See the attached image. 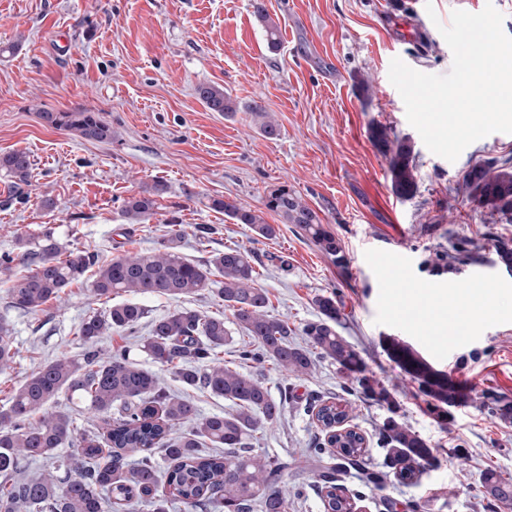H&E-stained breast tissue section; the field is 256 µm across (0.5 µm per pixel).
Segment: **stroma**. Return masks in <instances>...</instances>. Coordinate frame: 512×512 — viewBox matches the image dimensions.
I'll return each instance as SVG.
<instances>
[{
  "label": "stroma",
  "instance_id": "35a3bbf8",
  "mask_svg": "<svg viewBox=\"0 0 512 512\" xmlns=\"http://www.w3.org/2000/svg\"><path fill=\"white\" fill-rule=\"evenodd\" d=\"M493 3L512 37V0H267L280 28L270 50L251 0H0V153L27 152L29 184L14 187L0 172V254L51 227L70 246L99 260L152 251L172 225L183 235L179 251L207 264L224 247L256 257L259 283L272 317L295 328L315 319V296L335 294L338 328L360 352L367 373L403 382L397 417L431 444L438 463L417 481L388 479L364 488L355 471L340 486L357 496L360 512H512L481 483L486 469L512 474V424L481 406V396L512 401V272L499 263L483 217L462 184L473 165L512 157V135L494 133L470 144L456 161L431 153L408 123L388 78L401 58L429 74H447L453 55L439 27L452 11L477 13ZM421 26L424 40L397 36L387 14ZM223 87L238 104L227 117L195 95L198 84ZM261 104L280 125L266 138L249 112ZM89 109L112 126V140L97 143L50 128L41 111ZM390 127L414 144L418 193L397 197L388 163L373 146L371 124ZM163 182L167 191L152 216L129 223L123 202L142 187ZM285 184L340 238L349 264L341 269L298 228L282 223L274 238L257 237L244 224L210 208L220 197L261 208L267 190ZM459 239L480 242L475 262L443 273L427 260ZM9 280L0 273V317L14 328L16 356L0 374V406L10 390L60 355L83 359L92 344L76 331L105 303L77 282L42 311L9 304ZM496 288V310L464 332L448 333L432 301L474 298ZM151 321L176 308L224 314L211 290L174 298L141 295ZM398 338L470 394L438 422L416 382L403 380L382 341ZM272 398H285L277 425L258 430L253 445L289 463L288 512H324L306 456L324 434L307 401L338 396L345 377L317 358L309 375L262 370ZM354 422L364 434L367 465L384 471L377 444L386 407L352 390Z\"/></svg>",
  "mask_w": 512,
  "mask_h": 512
}]
</instances>
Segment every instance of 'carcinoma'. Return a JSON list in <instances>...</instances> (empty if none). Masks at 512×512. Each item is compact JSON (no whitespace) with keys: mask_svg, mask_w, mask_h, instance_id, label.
<instances>
[{"mask_svg":"<svg viewBox=\"0 0 512 512\" xmlns=\"http://www.w3.org/2000/svg\"><path fill=\"white\" fill-rule=\"evenodd\" d=\"M255 17L263 23L269 48L278 49L279 25L272 20L265 0H252ZM198 97L213 112L232 116L237 103L224 89L201 85ZM250 112L269 137L278 135V125L255 104ZM48 126L74 132L99 143L112 141V126L87 110L40 113ZM374 147L387 159L393 192L404 199L415 197L418 174L414 148L408 139L391 135V129L375 124L369 129ZM32 162L27 153L0 154V171L15 184L29 183ZM472 209L489 210L494 223H512V158L492 169L478 165L463 177ZM167 186L156 182L127 198L125 217L139 224L154 214L157 198ZM264 209L252 210L222 198L210 200V208L237 224H246L259 237L276 236L274 225L266 222L264 211L278 214L339 268L347 266L341 240L321 222L300 196L286 185H276L265 196ZM181 230L155 251L122 255L103 263L94 254L70 247L51 230L37 239L21 242L17 257L0 256V269L12 270L14 261L31 267L28 274L13 281L7 293L12 307L37 312L60 297L64 289L81 281L89 269L90 292L97 298L126 295L197 294L216 287L232 320L197 310L179 308L156 319L149 335L140 340L141 352L152 363L171 368L184 388H200L224 398L233 411L223 415H202L190 398L172 393L162 385L156 372L142 367L123 348L104 355L90 352L83 360L67 356L40 367L14 387L7 406L0 409V512H112L123 507L134 512L142 501L153 512H168L172 500L189 512H209L221 506L224 512H288V492L283 489L288 464L275 463L253 448L251 440L261 426H272L282 416L283 403L274 400L261 378L246 370L250 364L266 363L296 376L314 367V355L336 363L339 371L352 378L368 399L390 412L379 429V444L385 452L389 471L364 473L365 483L380 486L388 476L408 483L431 466L435 455L430 443L396 417V399L384 383L366 375L362 356L337 330L341 314L333 295L313 300L317 318L300 332L308 346H293L288 337L296 335L288 323L268 314L270 299L259 285L253 255L228 247L214 255L207 266L199 265L178 251ZM496 254L504 266H512V239L499 237ZM476 258L471 240L451 245L435 254L437 267L464 265ZM219 275L220 280L211 279ZM145 309L132 300L116 302L87 315L78 336L96 344L102 338L138 332ZM248 338L239 350V362L224 361V346L233 342L232 331ZM389 359L418 383L431 400L438 419L448 417L461 393L448 373L434 368L411 346L389 337L384 341ZM15 351L13 327L0 318V372L11 368ZM65 395L67 400L95 418L103 419L106 431H87L74 438L77 425L66 411L48 412L45 406ZM354 409L342 397H330L317 405L315 419L327 434V447L310 449L308 467L322 483L324 512H354V498L338 492L336 461L361 470L368 449L365 436L350 424ZM188 423L189 431L178 432ZM77 440V448L63 463L65 479L49 471L36 477L18 472L23 459H51L63 443ZM207 443L210 451L201 450ZM168 463L160 473L158 459ZM486 492L501 503H512V477L489 468L482 475Z\"/></svg>","mask_w":512,"mask_h":512,"instance_id":"1","label":"carcinoma"}]
</instances>
